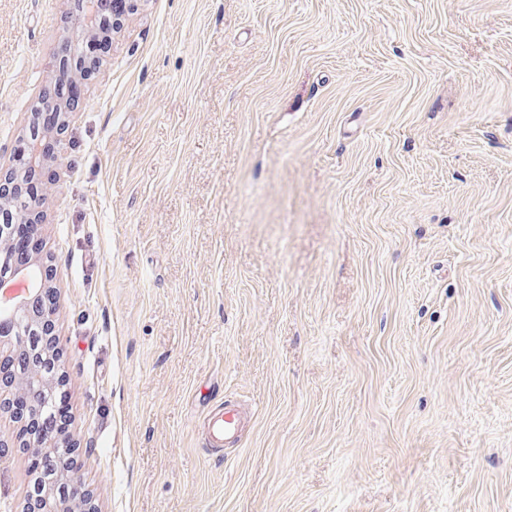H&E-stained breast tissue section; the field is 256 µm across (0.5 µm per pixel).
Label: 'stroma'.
Segmentation results:
<instances>
[{"label": "stroma", "instance_id": "35a3bbf8", "mask_svg": "<svg viewBox=\"0 0 512 512\" xmlns=\"http://www.w3.org/2000/svg\"><path fill=\"white\" fill-rule=\"evenodd\" d=\"M69 8L0 0L2 148ZM40 181L98 512H512V0H141ZM207 418L209 448H224V443L236 434L240 420L239 410L226 405L209 411Z\"/></svg>", "mask_w": 512, "mask_h": 512}]
</instances>
